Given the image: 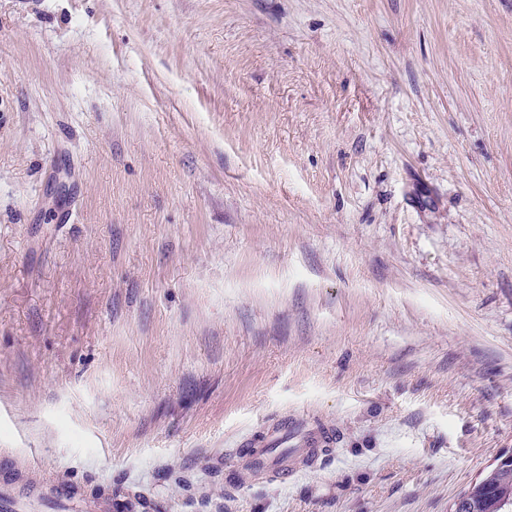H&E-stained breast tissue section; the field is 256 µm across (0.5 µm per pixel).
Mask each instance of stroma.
Wrapping results in <instances>:
<instances>
[{"mask_svg":"<svg viewBox=\"0 0 512 512\" xmlns=\"http://www.w3.org/2000/svg\"><path fill=\"white\" fill-rule=\"evenodd\" d=\"M287 416L336 441L281 484ZM510 452L512 0H0L19 487L450 512Z\"/></svg>","mask_w":512,"mask_h":512,"instance_id":"1","label":"stroma"}]
</instances>
